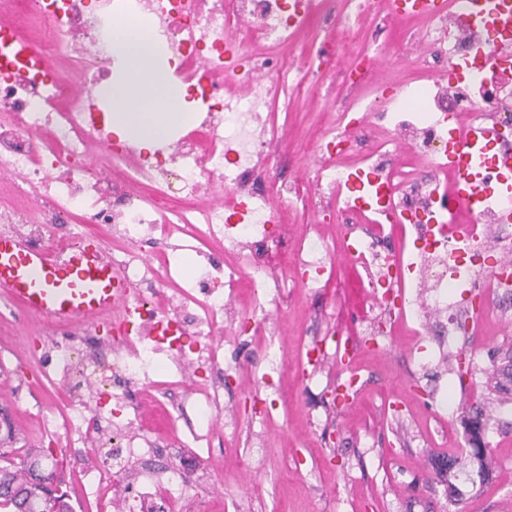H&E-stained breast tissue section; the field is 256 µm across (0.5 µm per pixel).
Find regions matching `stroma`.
Wrapping results in <instances>:
<instances>
[{"mask_svg":"<svg viewBox=\"0 0 512 512\" xmlns=\"http://www.w3.org/2000/svg\"><path fill=\"white\" fill-rule=\"evenodd\" d=\"M343 92L294 88L277 155L264 173L266 185L297 187L301 199L287 218L299 237L315 238L323 219L302 199L311 191L327 115ZM272 274L282 298L270 311L266 342L287 354L288 369L277 378L287 397L274 402L260 350L225 347V363L244 368L224 390L235 432L220 435L211 451L194 444L182 422L163 442L187 468L216 475L208 512H512V379L500 373L512 359V320L482 315L481 302L468 297L479 330L458 338L434 376L417 368L427 341L410 338L395 350L367 352L359 365L369 381L347 407L334 395L336 357L314 367L306 351L358 324L363 305L348 263L337 259L318 288L296 287L292 271L278 263ZM64 334L52 321L24 318L0 303V415L11 424L0 429V444L17 462L29 449H46L42 469H56L69 492L76 474L96 464L97 449L53 433L67 420L66 388L27 354L34 340ZM476 404L488 415L482 441L492 450L493 472L473 483L449 472L448 460L465 458L470 437L461 420Z\"/></svg>","mask_w":512,"mask_h":512,"instance_id":"stroma-1","label":"stroma"}]
</instances>
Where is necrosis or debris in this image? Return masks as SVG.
<instances>
[{"mask_svg": "<svg viewBox=\"0 0 512 512\" xmlns=\"http://www.w3.org/2000/svg\"><path fill=\"white\" fill-rule=\"evenodd\" d=\"M322 23L300 65L288 48ZM146 19L162 42L197 117L174 143L146 153L113 142L92 96L109 69L106 21ZM380 23L401 26L424 53L402 61L400 70L377 79L359 71L356 98L336 114L320 144V162L310 175L312 192L336 220L340 250L350 258L357 288L379 303L360 328L363 341L392 344L398 322L410 318L416 336L455 342L471 316L453 291L482 292L488 307L512 313V268L476 279L486 252L512 257V224L493 199L475 205L462 240L445 232L453 206L445 166L448 128L440 112L472 114L495 131L483 146L484 180L500 174V155L512 152V83L493 81L485 59L487 39L463 37L473 28L460 11L442 15L394 12L389 0H0V180L13 177L15 200L0 212V232L26 227L31 245L66 248L70 236L57 224L78 212L105 228L115 245L112 265L128 286L126 307L114 313L112 336L95 343L75 333L66 344L35 352L66 385L71 415L66 433L88 435L109 423L112 438L100 464L85 475L88 488L103 479L123 487V512H184L188 494L204 498L209 472L191 475L169 449L136 431L138 396L169 395L193 376L192 389L170 397L163 414L195 413L194 441L212 437L211 416L228 374L213 329L231 298L249 308L231 326L233 338L263 335L258 316L275 302L279 287L267 257H286L300 272V287L314 288L333 256L324 244L289 241L283 209L290 184L276 192L261 174L278 139L276 109L303 82L335 86L325 58L359 44V56L382 57L369 33ZM35 48L40 64L20 53ZM474 60V71L450 80V63ZM396 87L391 105L362 97L367 87ZM370 139L360 149L353 134ZM105 166L92 170L97 150ZM225 197L210 200L216 184ZM193 200L192 209L167 216L169 189ZM160 245L159 261L144 254ZM194 251L198 263L186 268Z\"/></svg>", "mask_w": 512, "mask_h": 512, "instance_id": "1", "label": "necrosis or debris"}]
</instances>
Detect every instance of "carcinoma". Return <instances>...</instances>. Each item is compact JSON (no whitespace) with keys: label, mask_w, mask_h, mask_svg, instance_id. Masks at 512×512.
Instances as JSON below:
<instances>
[{"label":"carcinoma","mask_w":512,"mask_h":512,"mask_svg":"<svg viewBox=\"0 0 512 512\" xmlns=\"http://www.w3.org/2000/svg\"><path fill=\"white\" fill-rule=\"evenodd\" d=\"M0 448V508L7 512H73L66 501V493H57L43 487L36 473L38 465H25L4 458ZM490 449L472 448L469 451L470 464L477 473L488 472Z\"/></svg>","instance_id":"carcinoma-1"}]
</instances>
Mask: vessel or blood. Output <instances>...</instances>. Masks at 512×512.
I'll return each instance as SVG.
<instances>
[{"label":"vessel or blood","mask_w":512,"mask_h":512,"mask_svg":"<svg viewBox=\"0 0 512 512\" xmlns=\"http://www.w3.org/2000/svg\"><path fill=\"white\" fill-rule=\"evenodd\" d=\"M396 8L418 14L443 10L448 0H393ZM471 11L488 14L505 32L490 60L494 73L512 79V0H467ZM452 149L448 169L454 180L448 193L459 212L467 213L474 201L495 195L512 216V184H487L475 169L479 164V142L494 131L449 114ZM123 283L112 267L98 237L80 234L75 245L57 249L32 246L19 235L0 236V299L19 307L31 317L79 326L110 315L122 301Z\"/></svg>","instance_id":"b4317fda"}]
</instances>
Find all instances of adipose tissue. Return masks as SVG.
I'll use <instances>...</instances> for the list:
<instances>
[{"label":"adipose tissue","mask_w":512,"mask_h":512,"mask_svg":"<svg viewBox=\"0 0 512 512\" xmlns=\"http://www.w3.org/2000/svg\"><path fill=\"white\" fill-rule=\"evenodd\" d=\"M111 53L121 71L101 85L98 93L108 105L115 132L148 148L169 140L176 129L193 120V113L182 111L181 92L166 77L161 47L143 22H116Z\"/></svg>","instance_id":"adipose-tissue-1"}]
</instances>
